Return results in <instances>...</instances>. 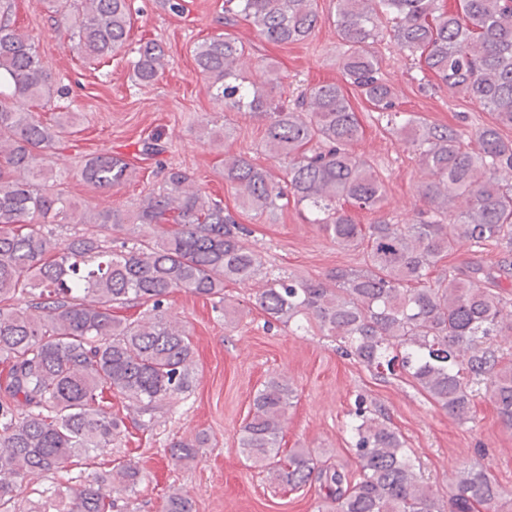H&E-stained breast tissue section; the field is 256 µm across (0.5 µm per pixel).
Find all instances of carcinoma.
<instances>
[{"label":"carcinoma","mask_w":512,"mask_h":512,"mask_svg":"<svg viewBox=\"0 0 512 512\" xmlns=\"http://www.w3.org/2000/svg\"><path fill=\"white\" fill-rule=\"evenodd\" d=\"M78 53L96 61L127 50L131 0H45ZM336 0V31L346 46V81L388 130L418 157L419 220L381 217L359 223L357 211L379 212L386 190L371 163L350 152L363 134L349 96L318 83L288 105L275 95L278 74L260 83L240 69L244 47L212 36L194 46L198 71L226 112L264 122L260 150L284 163L273 176L245 154L221 161L224 182L241 207L262 217L292 202L309 213L336 247L361 252L355 267L318 279L266 266L248 244L252 230L224 212L218 198L192 186L189 173L166 169L158 190L135 209L88 210L74 202L45 164L55 123L32 111L53 98L54 80L33 38L0 0V512H17L19 480L56 472L112 445L123 421L108 397L128 401L153 422L163 401L188 390L194 346L186 326L165 308L184 291L224 305V288L254 286L266 325L315 328L339 341L368 369L410 378L439 409L471 418L487 397L512 428V0ZM242 19L268 42L306 41L321 23L315 0H224V24ZM388 37L419 54L424 70L487 108L494 123L464 131L397 109L396 93L373 47ZM165 49L150 39L133 51L134 81L149 86ZM230 127L201 121L200 140L214 144ZM131 165L101 152L80 170L87 183L111 188ZM81 226L66 239L49 226ZM467 244L505 251L495 265L474 262L433 275ZM142 306L135 318L115 311ZM295 389L272 376L255 391L239 446L253 463L291 490L316 484L334 512H500L512 497L484 466L465 467L448 501L437 497L407 451L406 441L356 397L350 431L356 472L320 462L307 448L281 449ZM204 435L171 444L178 464L197 458ZM143 480L128 461L57 493L60 512H112L114 493L133 494ZM164 512H193L179 488Z\"/></svg>","instance_id":"1"}]
</instances>
